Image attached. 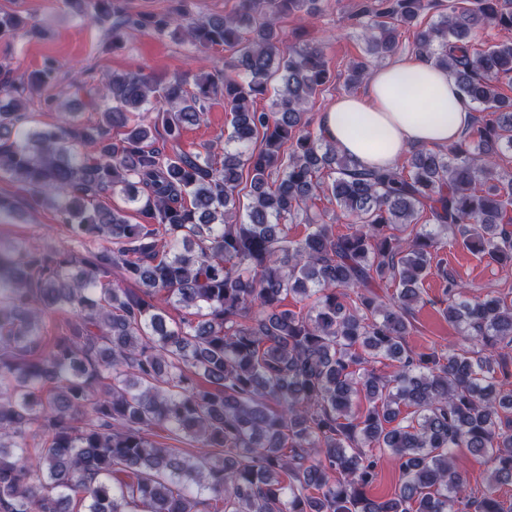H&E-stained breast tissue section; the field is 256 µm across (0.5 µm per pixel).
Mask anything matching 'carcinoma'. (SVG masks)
Listing matches in <instances>:
<instances>
[{
  "label": "carcinoma",
  "instance_id": "carcinoma-1",
  "mask_svg": "<svg viewBox=\"0 0 512 512\" xmlns=\"http://www.w3.org/2000/svg\"><path fill=\"white\" fill-rule=\"evenodd\" d=\"M68 4L114 49L136 29L230 57L191 88L114 71L95 122L57 96L66 112L49 126L28 106L50 103L60 66L19 79L0 64V176L73 242L0 238V512H512L500 495L512 486V301L445 268L456 228L512 271V98L499 86L512 39L472 43L512 32V0L450 5L426 26L438 0H362L368 58L346 65L347 90L414 27L415 55L481 112L460 140L414 147L395 170L357 168L312 128L307 106L331 81L324 46L288 45L279 20L315 16L320 0H239L231 16L196 18L185 0L161 16ZM217 95L231 115L224 146L179 149ZM116 194L121 204H99ZM322 196L348 232L310 214ZM433 269L448 322L479 349L407 348ZM290 296L298 309L284 308ZM57 311L71 319L47 348ZM384 359L389 377L368 368ZM157 428L194 451L155 440ZM459 448L493 463L477 492L453 468ZM386 454L400 483L377 500L366 488Z\"/></svg>",
  "mask_w": 512,
  "mask_h": 512
}]
</instances>
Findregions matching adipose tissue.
<instances>
[{
  "mask_svg": "<svg viewBox=\"0 0 512 512\" xmlns=\"http://www.w3.org/2000/svg\"><path fill=\"white\" fill-rule=\"evenodd\" d=\"M471 120L447 70L414 57L372 73L365 95L336 96L320 126L358 168L392 169L411 148L456 141Z\"/></svg>",
  "mask_w": 512,
  "mask_h": 512,
  "instance_id": "ef3b65f1",
  "label": "adipose tissue"
}]
</instances>
